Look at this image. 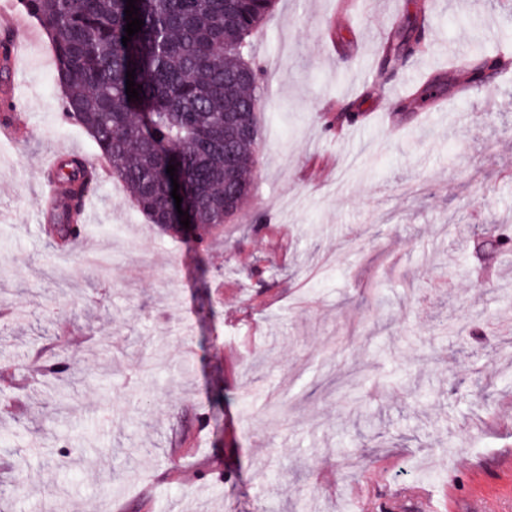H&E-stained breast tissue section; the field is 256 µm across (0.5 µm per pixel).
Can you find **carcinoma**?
<instances>
[{
  "label": "carcinoma",
  "instance_id": "1",
  "mask_svg": "<svg viewBox=\"0 0 512 512\" xmlns=\"http://www.w3.org/2000/svg\"><path fill=\"white\" fill-rule=\"evenodd\" d=\"M41 24L56 56L62 90L61 119L79 125L109 161L107 174L129 195L150 223L207 253L224 222L248 200L255 179L265 70L250 58L252 38L276 0H137L144 25L122 44L126 0H22ZM425 51L422 28H395L384 52L391 63L400 52ZM501 59L481 53L465 66L467 83L481 86ZM135 70L139 100H128L126 73ZM228 112L245 113L248 133L227 135ZM181 175L178 193L189 227L180 224L166 172ZM66 206L53 215L48 233L60 248L83 229L85 200L102 178L79 154L47 174ZM478 245L512 253V231L486 224ZM203 322L214 312L207 274L195 294ZM66 349L38 361L47 380L64 376Z\"/></svg>",
  "mask_w": 512,
  "mask_h": 512
}]
</instances>
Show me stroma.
Here are the masks:
<instances>
[{
    "instance_id": "35a3bbf8",
    "label": "stroma",
    "mask_w": 512,
    "mask_h": 512,
    "mask_svg": "<svg viewBox=\"0 0 512 512\" xmlns=\"http://www.w3.org/2000/svg\"><path fill=\"white\" fill-rule=\"evenodd\" d=\"M424 16L429 52L382 70L391 26ZM507 32L500 0H277L252 41L268 71L253 190L201 257L108 178L82 236L53 247L46 158L97 149L59 120L35 30L0 72L28 131L0 139V304L24 313L0 317L17 405L0 409V512H512V255L493 281L470 273L474 225L512 228V71L470 89L448 67ZM431 78L439 100L405 103ZM257 259L280 271L262 288L242 281ZM63 332L83 388L60 414L33 366ZM196 301V313L199 318V322H204L207 318L212 316L214 312V297L211 284L207 278V275L200 277L198 287L195 294Z\"/></svg>"
}]
</instances>
